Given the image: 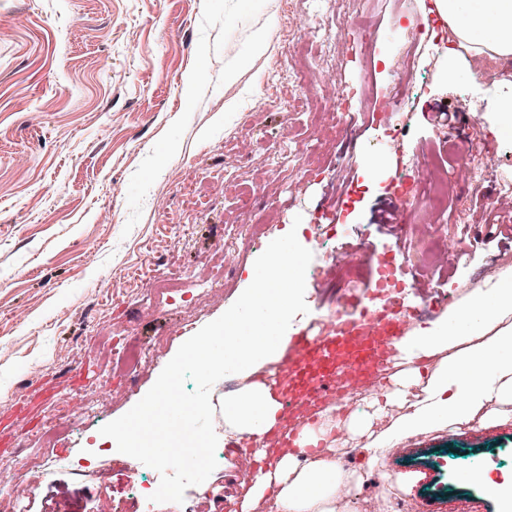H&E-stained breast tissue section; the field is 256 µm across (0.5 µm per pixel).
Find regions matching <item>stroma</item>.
<instances>
[{
    "instance_id": "stroma-1",
    "label": "stroma",
    "mask_w": 512,
    "mask_h": 512,
    "mask_svg": "<svg viewBox=\"0 0 512 512\" xmlns=\"http://www.w3.org/2000/svg\"><path fill=\"white\" fill-rule=\"evenodd\" d=\"M425 8L426 0H0V512H16L13 489L31 481L25 512L61 502L99 512L112 498L135 512L126 490L149 486L155 471L112 450L101 427L153 386L181 345L174 331L192 335L221 316L250 285L258 256L289 230L314 253L305 290L313 313L339 308L346 280L357 295L374 289L384 257L400 279L431 280L447 297L424 329L465 308L484 262L512 276V217L490 204L495 179L476 193L450 187L437 208L421 189L413 205L434 226L429 237L409 222L376 221L396 176L380 162L388 128L433 168L455 164L456 142L476 158L507 157L512 173V135L498 116L512 95V58L498 59L494 83L444 50L421 46L399 59L403 26ZM401 64L422 84L405 111L375 120L364 104L340 105V84L381 102ZM297 181L308 187L301 199L291 192ZM161 272L175 274V299L148 294V278ZM128 338L155 355L132 377L117 364ZM66 397L90 409L55 445L80 469L26 467ZM224 397L214 385L216 469L183 503L155 512H216L223 502L242 512L240 437L224 424ZM412 402L388 405L371 435L357 438L367 455L346 469V483L359 488L376 467L381 483L421 498L426 512H449L452 493L500 512L465 475L479 468L487 485L512 483V401L485 407L510 422L405 436L402 457L378 461L384 431Z\"/></svg>"
}]
</instances>
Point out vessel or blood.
<instances>
[{"label":"vessel or blood","instance_id":"b4317fda","mask_svg":"<svg viewBox=\"0 0 512 512\" xmlns=\"http://www.w3.org/2000/svg\"><path fill=\"white\" fill-rule=\"evenodd\" d=\"M384 160L417 174L427 171L416 153L396 146L386 150ZM368 298L347 299L334 319H320L299 328L280 347V355L264 372L279 405L278 422L265 437L279 453L303 449L316 459L323 442L302 441L301 434L315 408L329 403L333 393H363L373 388L381 365L397 360L403 339L411 327L410 317L398 305L370 315Z\"/></svg>","mask_w":512,"mask_h":512}]
</instances>
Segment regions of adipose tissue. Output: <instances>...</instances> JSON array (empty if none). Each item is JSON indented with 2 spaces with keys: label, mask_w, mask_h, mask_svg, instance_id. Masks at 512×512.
Wrapping results in <instances>:
<instances>
[{
  "label": "adipose tissue",
  "mask_w": 512,
  "mask_h": 512,
  "mask_svg": "<svg viewBox=\"0 0 512 512\" xmlns=\"http://www.w3.org/2000/svg\"><path fill=\"white\" fill-rule=\"evenodd\" d=\"M442 16L453 24L457 38L477 53L498 57L512 55V0H437ZM512 279L505 278L488 292L471 296L457 320L460 333L447 325L413 331L400 347L402 371L394 375L386 395L388 403L404 401L410 386L419 381L415 361L439 357L430 374L425 397L389 432L391 438L436 429L448 424L465 425L481 414L486 403L512 398ZM458 345L449 353V345ZM487 371L473 383L470 371ZM277 403L264 384L254 381L224 400V422L236 434L262 442L274 424ZM342 465L334 458L303 466L292 456L279 458L270 470L259 472L243 500L245 512H255L267 490H274L276 512H335V490Z\"/></svg>",
  "instance_id": "obj_1"
}]
</instances>
